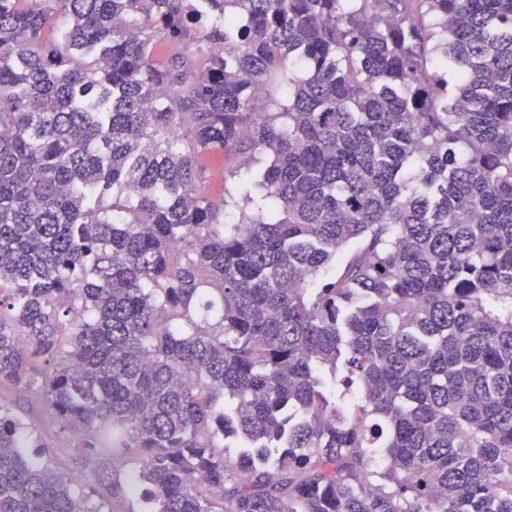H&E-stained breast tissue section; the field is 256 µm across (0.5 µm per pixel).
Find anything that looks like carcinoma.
Listing matches in <instances>:
<instances>
[{
	"label": "carcinoma",
	"instance_id": "cac0c4a2",
	"mask_svg": "<svg viewBox=\"0 0 512 512\" xmlns=\"http://www.w3.org/2000/svg\"><path fill=\"white\" fill-rule=\"evenodd\" d=\"M3 384L130 512H512V0H0ZM0 400L37 429L56 465L86 485V491L94 494V500L102 499L112 512H127L132 504L136 507L142 487L138 491L130 489L126 480L128 466L123 458L106 448H88L82 444L80 436L61 432L52 424L44 405L7 385L0 386ZM98 474L101 481L97 480Z\"/></svg>",
	"mask_w": 512,
	"mask_h": 512
}]
</instances>
